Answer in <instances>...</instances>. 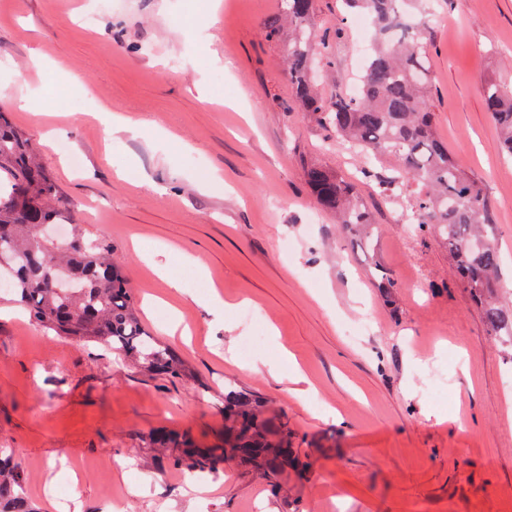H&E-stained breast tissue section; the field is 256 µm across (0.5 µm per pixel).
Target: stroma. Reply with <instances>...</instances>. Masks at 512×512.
<instances>
[{
	"instance_id": "stroma-1",
	"label": "stroma",
	"mask_w": 512,
	"mask_h": 512,
	"mask_svg": "<svg viewBox=\"0 0 512 512\" xmlns=\"http://www.w3.org/2000/svg\"><path fill=\"white\" fill-rule=\"evenodd\" d=\"M281 2L220 0L205 27V0L184 25L175 0H112L90 25V0H0V111L83 233L109 245L144 328L191 372L145 374L44 330L1 292L0 455L21 466L38 512H60L66 474L76 512H512V353L433 229L399 223L365 182L373 234L319 210L305 167L352 176L357 161L294 99L283 42L265 35ZM340 9L317 0L315 32L336 59L316 86L324 100L351 92L360 68L362 39ZM430 31L428 105L487 198L512 299V159L481 94L490 80L512 86V0H438ZM34 51L43 72L28 67ZM33 91L44 111L19 108ZM110 113L145 136L113 135ZM215 294L223 312L208 306ZM154 297L174 301L190 335L167 333ZM245 306L261 324L240 319ZM252 336L262 342L241 359ZM295 368L307 398L292 392ZM440 376L444 403L429 394ZM231 388L287 419L303 479L267 482L239 463L201 473L175 465L180 449L153 447L164 431L222 446Z\"/></svg>"
}]
</instances>
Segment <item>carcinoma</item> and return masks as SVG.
<instances>
[{"instance_id": "obj_1", "label": "carcinoma", "mask_w": 512, "mask_h": 512, "mask_svg": "<svg viewBox=\"0 0 512 512\" xmlns=\"http://www.w3.org/2000/svg\"><path fill=\"white\" fill-rule=\"evenodd\" d=\"M316 0H286L291 35L285 48L288 77L302 109L344 142L361 161V174L381 193L405 205L410 223L437 228L456 262L458 276L480 302L497 336L512 337V304L500 299L501 254L480 186L456 164L437 135L427 107L431 76L427 66L432 0H343L346 14L366 13L373 23L369 58L357 93H338L323 102L314 91V66L332 62L328 45L311 27ZM483 101L500 131L501 150L512 157V87L484 85ZM393 158L397 174L384 176L376 162ZM305 181L317 203L340 223L360 228L373 223L359 202L355 183L323 165L306 167ZM0 276L8 274L11 293L45 329L89 338L118 351L150 373L180 379L183 362L143 327L122 268L106 243L73 233L64 243L45 234L52 224H74L72 205L61 200L28 138L0 114ZM224 452L192 449L185 438L187 464L216 472L239 461L266 479L291 466L288 430L270 437L261 405L251 395L224 396ZM0 512H36L25 494L22 468L0 458Z\"/></svg>"}]
</instances>
